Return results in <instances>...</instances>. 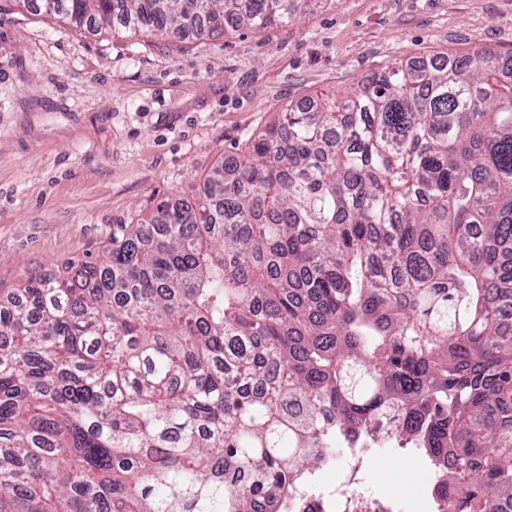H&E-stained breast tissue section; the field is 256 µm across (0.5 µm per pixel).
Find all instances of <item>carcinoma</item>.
<instances>
[{
    "instance_id": "1",
    "label": "carcinoma",
    "mask_w": 512,
    "mask_h": 512,
    "mask_svg": "<svg viewBox=\"0 0 512 512\" xmlns=\"http://www.w3.org/2000/svg\"><path fill=\"white\" fill-rule=\"evenodd\" d=\"M180 41L301 0H14ZM486 50L288 108L196 204L0 310V512H260L394 424L512 512V75Z\"/></svg>"
}]
</instances>
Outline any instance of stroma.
Returning a JSON list of instances; mask_svg holds the SVG:
<instances>
[{
    "mask_svg": "<svg viewBox=\"0 0 512 512\" xmlns=\"http://www.w3.org/2000/svg\"><path fill=\"white\" fill-rule=\"evenodd\" d=\"M479 49L512 56V0H310L297 24L183 42L0 0V303L30 273L97 255L115 225L197 202L208 172L295 102ZM435 479L394 453L367 483L408 500Z\"/></svg>",
    "mask_w": 512,
    "mask_h": 512,
    "instance_id": "obj_1",
    "label": "stroma"
}]
</instances>
